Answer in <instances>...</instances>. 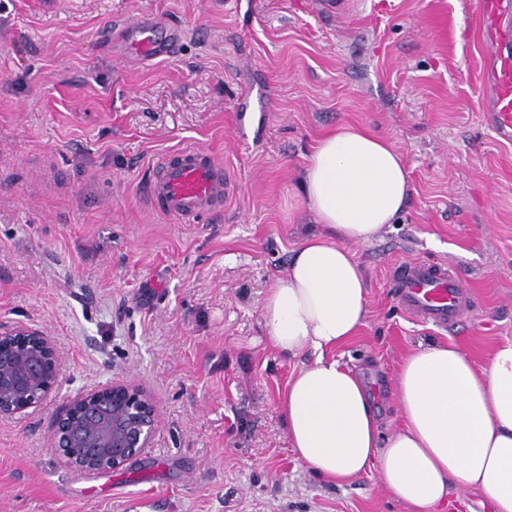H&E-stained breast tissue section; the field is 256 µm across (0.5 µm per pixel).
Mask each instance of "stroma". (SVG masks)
Returning a JSON list of instances; mask_svg holds the SVG:
<instances>
[{
	"instance_id": "obj_1",
	"label": "stroma",
	"mask_w": 512,
	"mask_h": 512,
	"mask_svg": "<svg viewBox=\"0 0 512 512\" xmlns=\"http://www.w3.org/2000/svg\"><path fill=\"white\" fill-rule=\"evenodd\" d=\"M0 0V329L50 336L57 388L0 418V512H410L376 471L335 484L295 455L279 412L311 353L269 343L262 305L316 228L298 190L318 139L353 125L410 173L397 223L353 246L368 318L332 358L367 383L384 432L421 344L485 369L512 341V142L484 119L486 34L470 0ZM144 14L190 35L172 58L111 51ZM265 111L259 140L236 112ZM207 147L235 184L211 222L141 195L156 160ZM453 265L477 305L450 330L412 320L390 267ZM143 387L151 446L83 475L51 444L79 393Z\"/></svg>"
}]
</instances>
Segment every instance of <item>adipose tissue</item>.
Segmentation results:
<instances>
[{
    "mask_svg": "<svg viewBox=\"0 0 512 512\" xmlns=\"http://www.w3.org/2000/svg\"><path fill=\"white\" fill-rule=\"evenodd\" d=\"M299 185L318 229L262 305L273 348L315 356L280 405L293 451L334 483L376 470L413 512H446L454 485L480 492L493 512H512V343L481 372L454 344L408 355L394 387L401 425L386 436L366 383L328 356L366 320L365 277L350 247L371 242L403 211L410 179L401 154L343 126L316 143Z\"/></svg>",
    "mask_w": 512,
    "mask_h": 512,
    "instance_id": "adipose-tissue-1",
    "label": "adipose tissue"
}]
</instances>
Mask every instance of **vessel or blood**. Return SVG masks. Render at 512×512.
I'll return each mask as SVG.
<instances>
[{"instance_id":"obj_1","label":"vessel or blood","mask_w":512,"mask_h":512,"mask_svg":"<svg viewBox=\"0 0 512 512\" xmlns=\"http://www.w3.org/2000/svg\"><path fill=\"white\" fill-rule=\"evenodd\" d=\"M489 37L485 44L493 97L486 114L498 137L512 141V0H472ZM125 53L137 61L168 58L185 40L184 28L161 29L143 15L115 25ZM233 183L223 166L192 145L166 153L153 166L143 193L152 210L178 224H191L221 211ZM397 305L414 321L436 328L456 326L474 301L456 268L427 260L394 264L387 280Z\"/></svg>"}]
</instances>
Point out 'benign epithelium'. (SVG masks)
Returning a JSON list of instances; mask_svg holds the SVG:
<instances>
[{"mask_svg": "<svg viewBox=\"0 0 512 512\" xmlns=\"http://www.w3.org/2000/svg\"><path fill=\"white\" fill-rule=\"evenodd\" d=\"M58 374L56 346L46 334L22 325L0 331V416L40 403ZM156 422L155 405L143 388L114 383L71 400L51 441L76 472L115 471L150 447Z\"/></svg>", "mask_w": 512, "mask_h": 512, "instance_id": "7a95c632", "label": "benign epithelium"}]
</instances>
